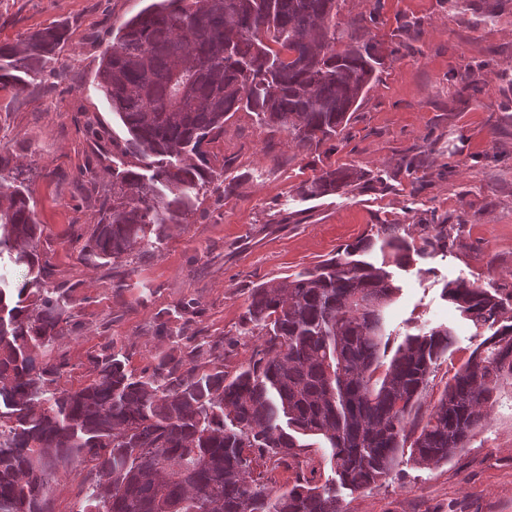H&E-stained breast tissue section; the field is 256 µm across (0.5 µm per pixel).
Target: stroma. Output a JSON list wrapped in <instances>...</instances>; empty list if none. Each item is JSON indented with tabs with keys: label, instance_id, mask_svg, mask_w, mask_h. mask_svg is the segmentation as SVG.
Here are the masks:
<instances>
[{
	"label": "stroma",
	"instance_id": "35a3bbf8",
	"mask_svg": "<svg viewBox=\"0 0 512 512\" xmlns=\"http://www.w3.org/2000/svg\"><path fill=\"white\" fill-rule=\"evenodd\" d=\"M147 4L0 0V44L50 25L69 29L55 63L63 78L44 77L21 96L0 90V152L29 173L45 227L40 250L54 281L72 288L78 327L60 344L69 362L62 386L86 384L91 355L111 337L130 369L149 367L174 345L156 333L157 316L179 323L190 298L199 314L188 335L223 339L224 370L235 375L262 343L241 333L253 287L315 268L374 225L426 223L447 225L448 248L391 267L400 291L387 317L394 346L409 331L454 332L423 394V405L435 403L476 344L445 284L476 283L512 309V0H500L490 19L451 13L447 0H344L338 22L374 15L371 36L393 51L344 135L300 147L287 132L267 133L255 113H235L208 146L225 182L191 222L131 265L87 267L76 235L96 223L112 191L108 168L124 158L128 137L93 79L113 32ZM351 165L370 184L316 200L297 194L323 170ZM340 495L346 512H512V382L448 462L403 460L386 483Z\"/></svg>",
	"mask_w": 512,
	"mask_h": 512
}]
</instances>
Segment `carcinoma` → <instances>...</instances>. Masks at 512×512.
I'll return each instance as SVG.
<instances>
[{"label":"carcinoma","mask_w":512,"mask_h":512,"mask_svg":"<svg viewBox=\"0 0 512 512\" xmlns=\"http://www.w3.org/2000/svg\"><path fill=\"white\" fill-rule=\"evenodd\" d=\"M345 0H153L119 27L94 76L130 138L139 172L112 163V195L79 249L86 266L132 262L172 225L188 224L214 182L207 146L234 113L254 112L271 132L317 147L339 135L388 48L366 37L370 17L336 22ZM68 41L53 25L0 45V89L25 94ZM21 168L0 153V257L27 269L0 278V512H54L60 475L86 472L72 512H344L339 489L386 481L403 457L419 467L451 459L489 419L512 381V316L498 293L457 280L445 294L474 330L476 347L438 401L418 417L447 328L408 333L388 353L385 310L399 291L384 264L410 263L400 224L346 245L311 270L251 290L243 335L263 337L248 366L224 372V341L186 340L137 374L114 339L90 357L93 378L60 386L59 343L77 328L72 287L51 280L45 233ZM370 181L350 167L325 170L297 192L316 199ZM448 248L428 225L422 249ZM378 251L382 265L363 256ZM369 299L364 307L359 300ZM389 362H384V359ZM323 440L334 477L299 476L274 488L261 461L301 457L300 439Z\"/></svg>","instance_id":"obj_1"}]
</instances>
